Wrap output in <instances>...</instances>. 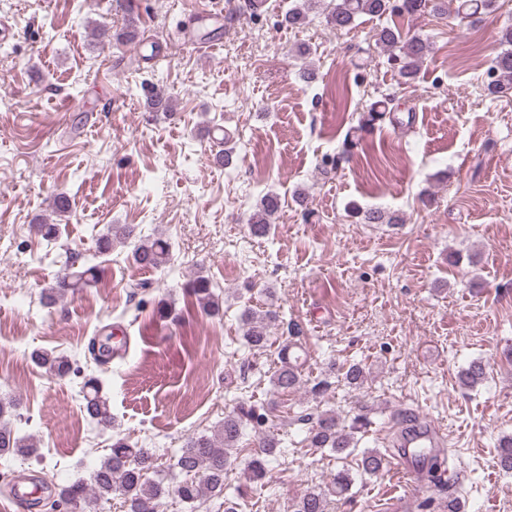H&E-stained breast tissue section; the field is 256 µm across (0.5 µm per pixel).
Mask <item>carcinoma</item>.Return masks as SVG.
I'll list each match as a JSON object with an SVG mask.
<instances>
[{
    "label": "carcinoma",
    "instance_id": "1",
    "mask_svg": "<svg viewBox=\"0 0 512 512\" xmlns=\"http://www.w3.org/2000/svg\"><path fill=\"white\" fill-rule=\"evenodd\" d=\"M310 0H294L283 22L290 27H300L309 23ZM427 6L426 0H331L325 13L327 24L336 29H346L354 25L363 15L384 16L390 14H415ZM496 9V0H460L457 15L474 16L489 14ZM376 42L389 52L388 60L399 65L400 75L408 80L414 79L424 60L433 50L427 38L418 35L406 37L397 27L382 28ZM492 78L486 82L488 96L503 97L512 92V27L502 30L500 50L496 52L490 66ZM280 209L277 194L269 192L257 203L248 226L252 235L266 237L275 224ZM352 213L364 224H401L403 219L396 213L378 208L352 207ZM116 243L131 244V259L134 264L147 269H159L170 262L171 245L162 236H142L131 224H112L107 232L97 239L95 256L105 255ZM68 272L57 279L44 291L46 303L51 304L59 297L94 288L101 281L102 266L75 254L66 259ZM190 295L196 303L208 313L217 315L222 309L218 296L213 291L212 281L197 275L191 282ZM276 315L268 313L259 318L246 310L243 313V336L247 346L262 348L270 340ZM34 363L50 373L63 377L71 370V359L65 353L55 351L33 352ZM486 372L479 361L471 362L461 371L462 385L475 387L485 380ZM272 382L278 391H294L302 383L299 364L296 361L282 362L275 372ZM84 410L88 419L100 425L112 422L109 400L103 393L96 378L91 377L84 383ZM16 408L13 400H0V456L30 457L37 453L30 438L19 434L4 421ZM268 418L254 405L241 404L224 416V422L212 435H199L189 438L176 458L175 467L184 474V479L173 487L161 480H152L148 474L155 469L154 454L149 448L132 444L118 437L112 441L110 452L93 471L91 484L72 481L56 491L57 501L68 508V512H98L103 502L112 499L117 493L124 499L127 512H157L160 502L170 496L191 506L207 499L224 496V470L230 462L232 451L247 427H263ZM307 441L312 448H329L341 454L353 444L351 434L338 427L333 416L320 417L309 428ZM280 447V440L265 436L259 451L245 460V471L249 481L263 482L269 472V464ZM497 463L504 471H512V435L505 436L499 444ZM384 466L381 455L374 451L364 453L361 459L362 471L376 474ZM352 478L342 470L330 487L312 490L306 493L295 505L293 512H325L326 499L329 496L343 494L351 485Z\"/></svg>",
    "mask_w": 512,
    "mask_h": 512
}]
</instances>
